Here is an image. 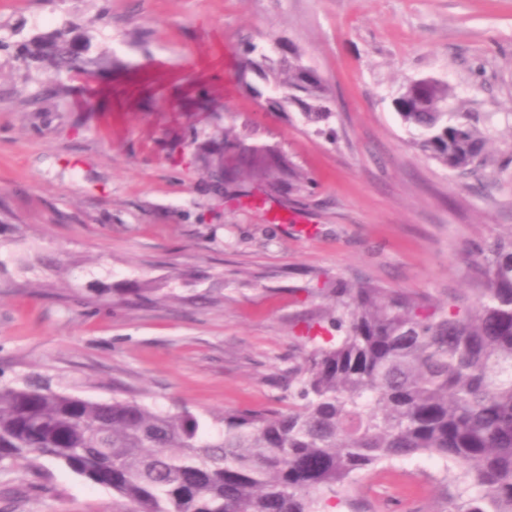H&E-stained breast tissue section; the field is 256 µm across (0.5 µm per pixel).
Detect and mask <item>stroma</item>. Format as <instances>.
Instances as JSON below:
<instances>
[{
  "instance_id": "1",
  "label": "stroma",
  "mask_w": 512,
  "mask_h": 512,
  "mask_svg": "<svg viewBox=\"0 0 512 512\" xmlns=\"http://www.w3.org/2000/svg\"><path fill=\"white\" fill-rule=\"evenodd\" d=\"M67 32L85 73L21 57ZM324 81L326 132L268 107L246 43ZM434 78L489 138L479 177L413 143L393 100ZM284 154L296 192L215 191L225 129ZM512 224V0H0V387L278 411L337 282L473 290L471 243ZM443 460L362 473L328 512H442ZM0 512H113L64 467L0 471Z\"/></svg>"
}]
</instances>
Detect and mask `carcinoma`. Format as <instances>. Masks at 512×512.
Masks as SVG:
<instances>
[{
	"mask_svg": "<svg viewBox=\"0 0 512 512\" xmlns=\"http://www.w3.org/2000/svg\"><path fill=\"white\" fill-rule=\"evenodd\" d=\"M23 57L55 72L83 68L75 40L54 33ZM265 72L309 123L329 118L323 81L296 60L275 67L255 45L240 82ZM447 83L416 97L405 87L398 115L428 158L459 176L475 171L487 138L471 117L440 112ZM214 177L243 174L293 189L300 173L283 154L224 129ZM471 264L487 288L446 300L371 282L331 291L323 319L340 335L295 370L298 401L286 411L224 412V431L200 435L198 416L159 413L142 401L60 393L46 383L0 388V470L60 464L112 490L116 512H323L362 472L416 455L446 462V512H512V226L476 243Z\"/></svg>",
	"mask_w": 512,
	"mask_h": 512,
	"instance_id": "cac0c4a2",
	"label": "carcinoma"
}]
</instances>
